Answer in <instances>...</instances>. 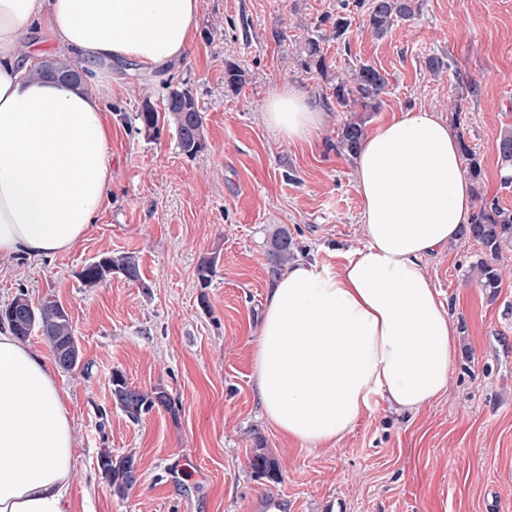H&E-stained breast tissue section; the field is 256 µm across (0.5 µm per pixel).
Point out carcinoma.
Here are the masks:
<instances>
[{"mask_svg": "<svg viewBox=\"0 0 512 512\" xmlns=\"http://www.w3.org/2000/svg\"><path fill=\"white\" fill-rule=\"evenodd\" d=\"M355 7L363 11V23L378 37L385 36L398 20L413 18L418 10V0H354ZM351 27L350 14L336 15L331 22V33L335 39H343ZM324 36L310 37L305 40L304 52L316 67L325 68V56L321 41ZM76 63L70 60L54 59L42 63L34 75L57 74L59 76L74 73ZM388 79L377 68L362 64L346 77H339L333 86L336 103L346 109L358 106L360 115L344 122L338 149L348 155L357 153L364 136L367 115L377 111L381 95L386 93ZM138 130L151 134L159 130V124L169 126L176 136L181 152L194 158L204 151L206 138L204 120L198 100L191 90L182 86L168 88L163 109L158 110L150 102H145L140 112L135 115ZM497 150L501 164L512 167V133L503 134L498 141ZM480 205L471 216L462 235L480 243L486 253L495 258L502 247H512V210L500 205L498 199L479 197ZM268 257L272 271H278L294 258L293 238L285 228L277 229L270 241ZM220 257L212 253L201 258L197 266V279L200 288L211 285L217 273ZM477 283L490 297H495L501 286V275L492 262L482 259L476 263ZM121 274L132 282L141 280L139 262L130 253L106 254L87 264L80 273L81 281L87 288H94L114 274ZM9 330L21 339H26L36 330L48 343L53 355H58L75 337L70 316L56 301L46 300L31 311L24 319L6 321ZM112 400L129 419L139 421L156 407L171 409V397L162 387L149 391L136 388L128 382L121 371L112 373ZM132 456L114 457L105 448L98 455V468L112 487L113 494L123 497L133 488L135 477ZM253 472L259 477L275 479L278 468L274 459L264 452H258L251 461Z\"/></svg>", "mask_w": 512, "mask_h": 512, "instance_id": "1", "label": "carcinoma"}]
</instances>
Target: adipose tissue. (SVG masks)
Segmentation results:
<instances>
[{"mask_svg":"<svg viewBox=\"0 0 512 512\" xmlns=\"http://www.w3.org/2000/svg\"><path fill=\"white\" fill-rule=\"evenodd\" d=\"M199 0H0V256L70 249L110 196V124L92 86L113 63L155 70L189 51ZM36 34L81 64L80 84L31 77ZM326 115L283 84L264 121L307 142ZM366 244L336 269L294 263L267 291L252 380L263 415L311 450L332 448L385 403L416 413L448 387L454 318L423 260L457 239L473 210L459 136L431 111L368 132L353 158ZM75 427L52 366L0 329V512H72Z\"/></svg>","mask_w":512,"mask_h":512,"instance_id":"adipose-tissue-1","label":"adipose tissue"}]
</instances>
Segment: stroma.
I'll list each match as a JSON object with an SVG mask.
<instances>
[{
    "instance_id": "1",
    "label": "stroma",
    "mask_w": 512,
    "mask_h": 512,
    "mask_svg": "<svg viewBox=\"0 0 512 512\" xmlns=\"http://www.w3.org/2000/svg\"><path fill=\"white\" fill-rule=\"evenodd\" d=\"M341 0H200L188 56L147 71L114 65L100 94L112 116V191L72 249L28 260L0 258V308L18 293L69 313L80 348L60 371L75 424L74 512H255L277 495L285 512H512V248L488 297L469 265L483 247L461 237L424 261L449 299L459 349L448 389L417 414L379 406L335 447L308 451L262 416L251 356L275 277L270 237L288 229L296 260L336 268L367 241L352 159L336 145L347 115L331 95L337 75L368 63L389 85L374 128L399 111H434L459 126L481 164L477 188L512 209L497 142L512 131V0H419L414 20L381 38L353 10L346 41L323 43L325 69L308 63L305 38ZM448 60L432 74L429 55ZM242 73L230 87L226 65ZM292 83L328 115L308 143L277 137L263 118L268 96ZM193 91L206 148L190 158L173 130L145 135L134 117L161 107L168 87ZM219 252L209 288L200 259ZM136 255L142 283L116 274L84 287L81 270L104 253ZM134 386L164 387L171 409L129 420L111 400L113 371ZM134 454L138 485L113 494L97 466L102 449ZM279 476L255 477V449Z\"/></svg>"
}]
</instances>
